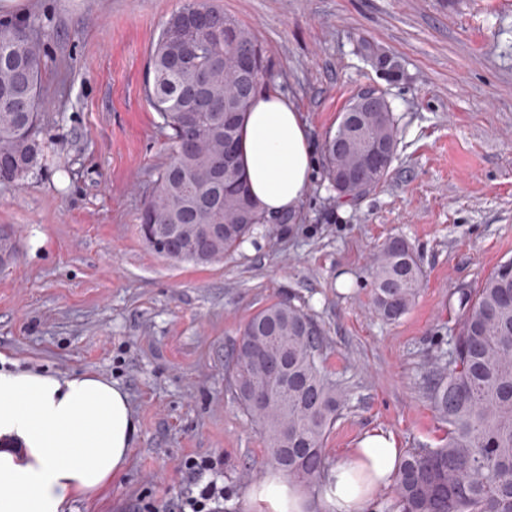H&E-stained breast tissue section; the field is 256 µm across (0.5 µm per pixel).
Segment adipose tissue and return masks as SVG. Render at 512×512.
Returning <instances> with one entry per match:
<instances>
[{
  "label": "adipose tissue",
  "instance_id": "adipose-tissue-1",
  "mask_svg": "<svg viewBox=\"0 0 512 512\" xmlns=\"http://www.w3.org/2000/svg\"><path fill=\"white\" fill-rule=\"evenodd\" d=\"M240 153L252 197L270 216L298 208L313 176L309 128L288 98L255 94ZM137 421L127 393L94 374L0 367V512H65L106 495L127 470ZM403 450L390 432H365L325 472L314 497L282 472L246 499L257 512H371Z\"/></svg>",
  "mask_w": 512,
  "mask_h": 512
}]
</instances>
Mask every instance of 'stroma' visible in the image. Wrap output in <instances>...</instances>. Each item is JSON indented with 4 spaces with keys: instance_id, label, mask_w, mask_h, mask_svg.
Segmentation results:
<instances>
[{
    "instance_id": "35a3bbf8",
    "label": "stroma",
    "mask_w": 512,
    "mask_h": 512,
    "mask_svg": "<svg viewBox=\"0 0 512 512\" xmlns=\"http://www.w3.org/2000/svg\"><path fill=\"white\" fill-rule=\"evenodd\" d=\"M265 51L260 90L289 97L316 157L359 92L389 101L399 140L387 179L356 200L315 168L288 223L266 224L218 264L159 257L137 231L170 141L144 94L151 48L183 0H13L1 25L36 23L45 54L39 165L0 184V358L95 373L130 396V465L101 500L69 512H164L188 461L247 512L266 442L225 379L245 322L290 300L322 332L323 366L347 401L329 459L373 429L403 448L445 434L427 361L447 347L458 289L512 259V0H213ZM406 240L423 285L398 321L371 309L374 253ZM253 480V481H254Z\"/></svg>"
}]
</instances>
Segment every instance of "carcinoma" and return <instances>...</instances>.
Wrapping results in <instances>:
<instances>
[{"label": "carcinoma", "mask_w": 512, "mask_h": 512, "mask_svg": "<svg viewBox=\"0 0 512 512\" xmlns=\"http://www.w3.org/2000/svg\"><path fill=\"white\" fill-rule=\"evenodd\" d=\"M254 56L244 76L237 54ZM45 66L34 25L0 26V181L19 182L38 163L40 80ZM265 76L250 31L210 0H184L149 56L145 94L171 131V152L144 203L138 233L156 254L207 265L224 260L267 221L251 194L216 189L224 166V116L240 140L245 115ZM361 134L389 151L378 165L336 151V142ZM398 143L391 112H367L356 123L343 112L324 144V173L341 196L360 198L384 182ZM359 170L349 183L336 173ZM224 225L213 237L207 228ZM424 272L403 239L387 242L372 267V303L385 320L407 313ZM454 336L431 366L430 399L447 427L442 443L411 448L393 476L395 512H512V260L495 268L475 294L462 291ZM322 333L314 319L287 300L270 304L245 323L225 363L229 387L245 415L264 434L273 466L304 488L319 484L328 465L325 439L346 394L321 366ZM285 361L291 384L272 379L269 366Z\"/></svg>", "instance_id": "obj_1"}]
</instances>
